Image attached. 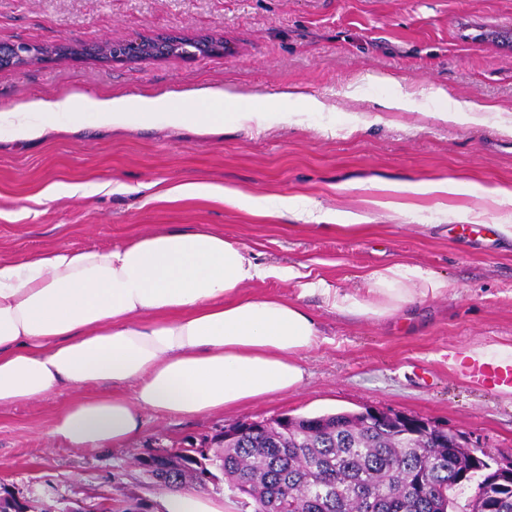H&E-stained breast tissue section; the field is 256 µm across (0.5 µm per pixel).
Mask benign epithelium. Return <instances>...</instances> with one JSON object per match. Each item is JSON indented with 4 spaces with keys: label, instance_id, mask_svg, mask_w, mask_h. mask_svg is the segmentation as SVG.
<instances>
[{
    "label": "benign epithelium",
    "instance_id": "7a95c632",
    "mask_svg": "<svg viewBox=\"0 0 512 512\" xmlns=\"http://www.w3.org/2000/svg\"><path fill=\"white\" fill-rule=\"evenodd\" d=\"M224 50L222 42L210 37L185 38L166 36L157 38L133 37L119 44H105L97 47L94 53L105 61L116 59H150L156 57L194 58L199 55L219 53ZM71 53L82 54V48L77 43H65L55 46H37L30 44H1L0 68H19L31 61H52ZM364 417L378 425L397 428L407 433L423 434L435 438L437 432L447 430V427L434 421L412 417L399 412L370 409ZM177 451L158 453L148 458L144 469L163 471L172 463ZM512 493V461L501 463L491 474L485 476L481 489V497L489 512L488 506Z\"/></svg>",
    "mask_w": 512,
    "mask_h": 512
}]
</instances>
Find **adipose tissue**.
<instances>
[{"instance_id": "ef3b65f1", "label": "adipose tissue", "mask_w": 512, "mask_h": 512, "mask_svg": "<svg viewBox=\"0 0 512 512\" xmlns=\"http://www.w3.org/2000/svg\"><path fill=\"white\" fill-rule=\"evenodd\" d=\"M224 90L181 99L65 96L1 112L15 139L44 137L60 120L224 127ZM293 268L256 261L243 243L201 224L160 231L107 249L61 248L0 260V409L74 391L48 431L63 447L97 451L139 436L148 413L199 416L299 389L301 356L322 336L300 299L251 295L246 285L296 278ZM418 267L367 271L359 288H324L326 307L366 321L405 314L447 292ZM132 385V394L122 386ZM157 512H235L227 498L173 489Z\"/></svg>"}]
</instances>
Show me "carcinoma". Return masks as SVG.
I'll list each match as a JSON object with an SVG mask.
<instances>
[{
    "mask_svg": "<svg viewBox=\"0 0 512 512\" xmlns=\"http://www.w3.org/2000/svg\"><path fill=\"white\" fill-rule=\"evenodd\" d=\"M224 448L207 455L193 444L182 451L199 457L196 467L159 475L167 488L206 486L216 469L233 495L250 500L253 512H476L452 496L456 469L475 466L466 445L437 448L402 436L355 412L274 418L236 424ZM425 480L424 489L415 485Z\"/></svg>",
    "mask_w": 512,
    "mask_h": 512,
    "instance_id": "cac0c4a2",
    "label": "carcinoma"
}]
</instances>
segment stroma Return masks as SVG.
Returning a JSON list of instances; mask_svg holds the SVG:
<instances>
[{
	"label": "stroma",
	"instance_id": "obj_1",
	"mask_svg": "<svg viewBox=\"0 0 512 512\" xmlns=\"http://www.w3.org/2000/svg\"><path fill=\"white\" fill-rule=\"evenodd\" d=\"M210 35L224 52L191 59L100 62L91 55L0 69V113L43 98L178 97L204 88L249 95L257 107L296 87L326 112L292 124L223 131L161 125L56 130L13 140L0 127V259L59 247L100 248L143 234L207 224L252 248L258 262L297 278L247 285L250 293L301 297L325 342L303 354L297 391L192 418L147 415L124 445L77 452L54 445L63 389L0 410V486L36 512L60 500L153 512L162 487L139 465L186 438H212L242 420L367 408L428 418L493 458L512 455V392L490 391L457 368L472 347L512 345V240L493 225L512 206L491 194L512 186V0H0V43L94 47L136 36ZM449 97L500 107L499 124L443 123ZM410 109L380 110L398 91ZM463 182L456 194L411 185ZM227 186L250 197L312 202L326 225L246 204L162 199L184 183ZM56 195L45 196L49 186ZM468 221H459V213ZM361 216L345 227L347 215ZM395 263L447 280V293L414 304L406 322L359 321L329 310L312 285L358 287L365 271Z\"/></svg>",
	"mask_w": 512,
	"mask_h": 512
}]
</instances>
